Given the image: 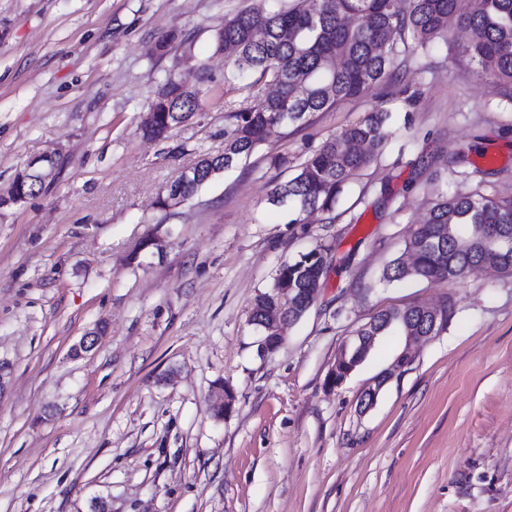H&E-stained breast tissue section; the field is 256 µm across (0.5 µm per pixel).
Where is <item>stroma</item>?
<instances>
[{
	"instance_id": "stroma-1",
	"label": "stroma",
	"mask_w": 512,
	"mask_h": 512,
	"mask_svg": "<svg viewBox=\"0 0 512 512\" xmlns=\"http://www.w3.org/2000/svg\"><path fill=\"white\" fill-rule=\"evenodd\" d=\"M252 2L0 0V193L28 159H54L34 197L0 209V512H91L95 498L110 512H512V276L381 279L438 195L512 200V90L448 35L156 209L200 153L224 150L244 96L224 83L215 30ZM168 34L177 55L156 50ZM169 70L220 99L148 142L138 126ZM382 108L377 162L332 212L289 223L274 186ZM318 244L334 262L316 302L259 356L255 297ZM444 300L446 330L369 410L359 397L404 349L400 330L328 385L376 312ZM219 382L235 393L225 415Z\"/></svg>"
}]
</instances>
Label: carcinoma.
I'll return each mask as SVG.
<instances>
[{
	"instance_id": "obj_1",
	"label": "carcinoma",
	"mask_w": 512,
	"mask_h": 512,
	"mask_svg": "<svg viewBox=\"0 0 512 512\" xmlns=\"http://www.w3.org/2000/svg\"><path fill=\"white\" fill-rule=\"evenodd\" d=\"M296 0L268 11L244 9L216 30L217 49L231 60L224 82L232 85L245 72L257 74L248 88L274 81L273 96L255 98L248 107L231 110L225 120L233 135L222 153L199 156L188 175H181L154 205L170 209L190 200L224 171L247 162L276 127L302 123L316 112H327L361 96L388 79L398 44L412 41L426 49L447 36L456 25L470 33L461 46L488 79L512 88V0ZM210 89L188 88L169 72L161 82L140 124L142 138L153 141L201 116ZM388 113L378 110L350 123L327 139L287 182L275 186L273 202L294 203L297 217L313 211L330 212L345 186L369 166L386 143ZM38 168L25 164L12 185L29 198L41 189ZM512 240V202L474 195L439 197L425 220L413 231L406 254L391 260L382 271L387 282L422 280L448 284L462 279L473 267L491 277L512 275L502 238ZM332 262L331 249L318 245L283 263L269 290L254 304L271 302L284 288H320ZM416 306L376 312L371 327L380 333L405 330Z\"/></svg>"
}]
</instances>
